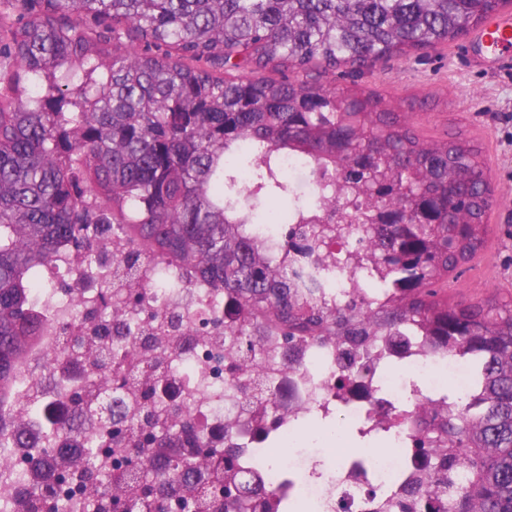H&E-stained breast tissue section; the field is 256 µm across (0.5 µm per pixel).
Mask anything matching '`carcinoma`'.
I'll list each match as a JSON object with an SVG mask.
<instances>
[{
    "instance_id": "cac0c4a2",
    "label": "carcinoma",
    "mask_w": 512,
    "mask_h": 512,
    "mask_svg": "<svg viewBox=\"0 0 512 512\" xmlns=\"http://www.w3.org/2000/svg\"><path fill=\"white\" fill-rule=\"evenodd\" d=\"M512 0H22L0 11V438L15 435L14 404L25 345L43 333L33 293L59 246L95 269L106 227L127 253L122 303L179 330L190 319L163 311L139 264L161 278L224 290L226 383L242 400L213 449L227 485L210 512H250L259 481L234 444L240 418L258 408L271 421L284 405L266 370L270 343L298 371L313 344L356 346L347 373L369 387L376 352L398 353L410 336L434 355L470 368L466 399L436 400L415 386L404 402L413 451L426 459L420 488L395 512H512V297L448 300V276L486 250V159L473 139H426L391 101L359 89L268 78L271 71L368 68L392 55L451 43ZM141 50L120 51L121 35ZM284 156L321 177L309 199L280 169ZM404 224H371L380 204ZM298 223L272 249L256 229L288 213ZM343 266L373 284L332 293ZM137 356L136 343L107 350ZM140 422L154 428V457L128 476L162 486L202 480L207 470L167 450L210 447L189 406L144 394ZM99 444L78 461L90 479ZM465 464L469 483L448 485Z\"/></svg>"
}]
</instances>
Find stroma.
Instances as JSON below:
<instances>
[{"label":"stroma","instance_id":"stroma-1","mask_svg":"<svg viewBox=\"0 0 512 512\" xmlns=\"http://www.w3.org/2000/svg\"><path fill=\"white\" fill-rule=\"evenodd\" d=\"M479 29L425 53L393 56L363 71L301 73L324 87L374 90L411 105V120L427 138L461 133L477 139L486 156L496 204L489 217L485 252L458 278L449 295L480 300L512 295V51L491 55Z\"/></svg>","mask_w":512,"mask_h":512}]
</instances>
